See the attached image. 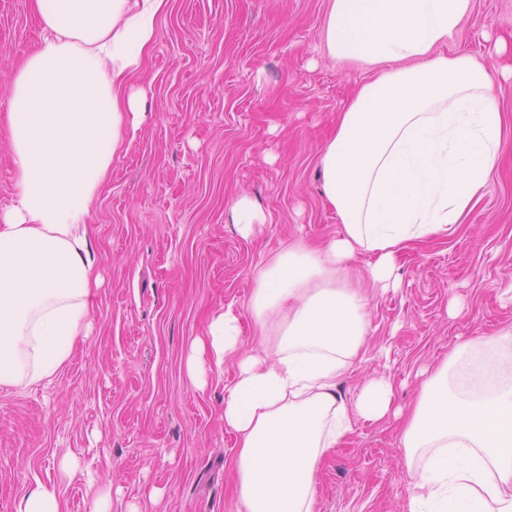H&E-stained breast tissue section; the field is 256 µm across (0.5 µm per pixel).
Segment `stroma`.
Returning <instances> with one entry per match:
<instances>
[{
    "label": "stroma",
    "instance_id": "obj_1",
    "mask_svg": "<svg viewBox=\"0 0 512 512\" xmlns=\"http://www.w3.org/2000/svg\"><path fill=\"white\" fill-rule=\"evenodd\" d=\"M327 10L328 0H171L132 81L146 114L95 205L101 285L89 333L51 383L0 387V512L39 484L56 488L64 512H239L223 419L234 365L207 371L197 390L185 361L212 314L243 309L285 237L324 243L342 231L318 159L369 71L326 53ZM41 33L31 0H0V212L14 198L3 120L13 71ZM510 36L512 0H472L445 51L505 63L498 41ZM501 100L495 183L452 236L399 260L396 287L370 294V350L338 383L348 402L384 377L394 406L410 408L423 369L512 324L500 291L512 281V79ZM241 194L272 217L247 239L230 220ZM241 325L247 349L256 336L244 309ZM400 428L355 418L321 466L317 512H404L413 476Z\"/></svg>",
    "mask_w": 512,
    "mask_h": 512
}]
</instances>
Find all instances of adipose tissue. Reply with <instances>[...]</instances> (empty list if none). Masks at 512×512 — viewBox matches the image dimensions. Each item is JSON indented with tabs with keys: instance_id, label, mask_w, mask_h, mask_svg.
Wrapping results in <instances>:
<instances>
[{
	"instance_id": "1",
	"label": "adipose tissue",
	"mask_w": 512,
	"mask_h": 512,
	"mask_svg": "<svg viewBox=\"0 0 512 512\" xmlns=\"http://www.w3.org/2000/svg\"><path fill=\"white\" fill-rule=\"evenodd\" d=\"M472 0H329L322 42L375 75L341 109L319 157L342 226L321 248L291 240L257 272L248 308L266 347L241 352L234 305L211 316L186 360L236 372L224 425L243 512H317L322 462L354 416L402 422L415 476L406 512H512V325L457 342L408 412L384 378L356 404L337 391L363 360L368 291L401 254L448 237L489 191L504 152L499 70L442 53ZM169 0H33L43 24L16 69L6 114L14 203L0 213V387L52 381L90 325L98 284L89 220L146 103L128 89ZM373 255L365 271L356 253Z\"/></svg>"
}]
</instances>
